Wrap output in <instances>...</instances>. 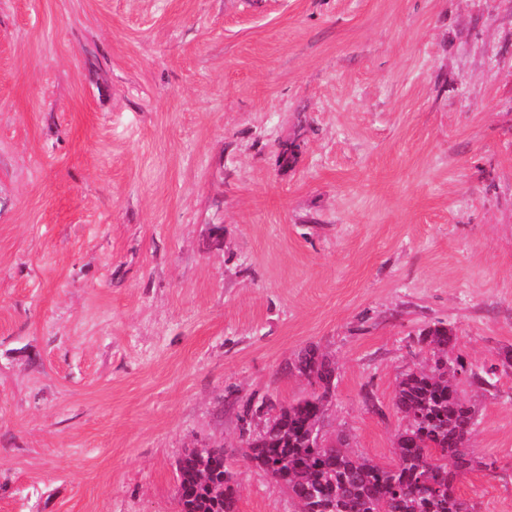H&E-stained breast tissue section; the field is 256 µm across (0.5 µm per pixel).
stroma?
I'll list each match as a JSON object with an SVG mask.
<instances>
[{
  "instance_id": "stroma-1",
  "label": "stroma",
  "mask_w": 512,
  "mask_h": 512,
  "mask_svg": "<svg viewBox=\"0 0 512 512\" xmlns=\"http://www.w3.org/2000/svg\"><path fill=\"white\" fill-rule=\"evenodd\" d=\"M439 321L497 367L458 492L512 512V0H0V512H176L311 347L390 464Z\"/></svg>"
}]
</instances>
